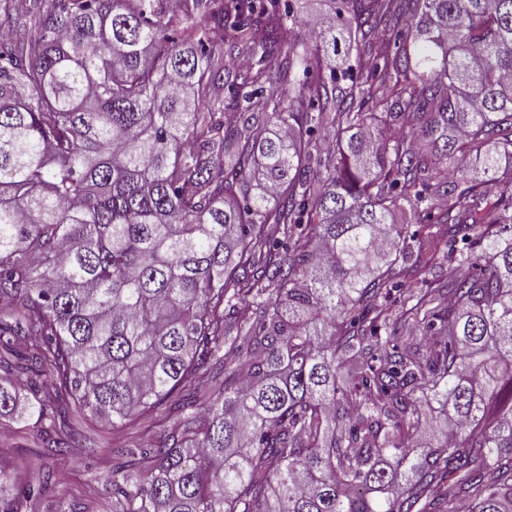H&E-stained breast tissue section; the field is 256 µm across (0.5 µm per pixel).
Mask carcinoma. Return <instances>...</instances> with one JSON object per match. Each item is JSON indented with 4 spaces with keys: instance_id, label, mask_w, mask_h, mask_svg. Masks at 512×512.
Instances as JSON below:
<instances>
[{
    "instance_id": "carcinoma-1",
    "label": "carcinoma",
    "mask_w": 512,
    "mask_h": 512,
    "mask_svg": "<svg viewBox=\"0 0 512 512\" xmlns=\"http://www.w3.org/2000/svg\"><path fill=\"white\" fill-rule=\"evenodd\" d=\"M171 2L0 0V512H512V0ZM290 3L294 5L299 17V24L295 27L291 39L297 42L306 41L308 29L313 27L322 6L318 0H292ZM438 199L434 195L429 196V200L418 206L417 209L410 212L406 207V212L397 216V222L400 224H411L410 233L416 231L417 236L434 234L440 227L438 218L440 217ZM465 247H467V245L458 241L452 246L449 245L448 249L444 248L438 260V264L430 271L427 277L429 279L447 280L448 276L452 275L457 269L458 252ZM81 425L84 429L90 431L99 440L104 443L105 446H116L129 440V434L127 431L115 432L111 427L105 426L100 422L96 421H81ZM56 468L62 481L48 494L43 511L56 512L57 502L64 501L77 512H112V495L103 480H90L73 460L59 461Z\"/></svg>"
}]
</instances>
